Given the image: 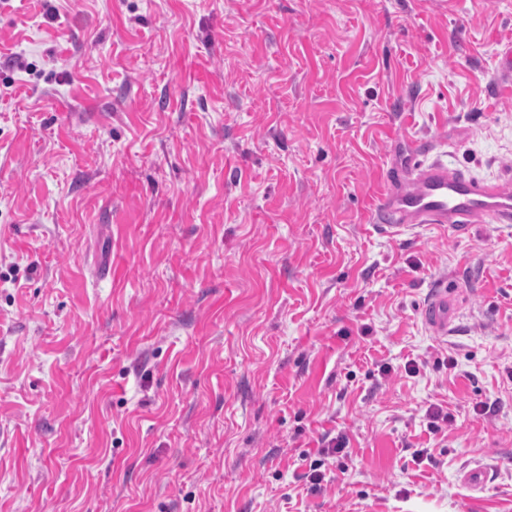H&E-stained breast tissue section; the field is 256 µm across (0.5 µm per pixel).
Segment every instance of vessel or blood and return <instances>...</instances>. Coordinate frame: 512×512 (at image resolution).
<instances>
[{"instance_id": "b4317fda", "label": "vessel or blood", "mask_w": 512, "mask_h": 512, "mask_svg": "<svg viewBox=\"0 0 512 512\" xmlns=\"http://www.w3.org/2000/svg\"><path fill=\"white\" fill-rule=\"evenodd\" d=\"M428 150V141L411 142L405 163L385 170L375 210L385 232L440 224L465 235L476 224H512L511 180L488 183L440 160L423 163ZM448 314V296L442 293L426 305L423 319L435 333L444 335Z\"/></svg>"}]
</instances>
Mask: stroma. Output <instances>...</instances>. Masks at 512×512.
<instances>
[{
  "mask_svg": "<svg viewBox=\"0 0 512 512\" xmlns=\"http://www.w3.org/2000/svg\"><path fill=\"white\" fill-rule=\"evenodd\" d=\"M509 43L512 0H0V512H512V227L374 218L411 136L512 178ZM448 293L435 296L424 309L423 319L436 334L448 333Z\"/></svg>",
  "mask_w": 512,
  "mask_h": 512,
  "instance_id": "stroma-1",
  "label": "stroma"
}]
</instances>
